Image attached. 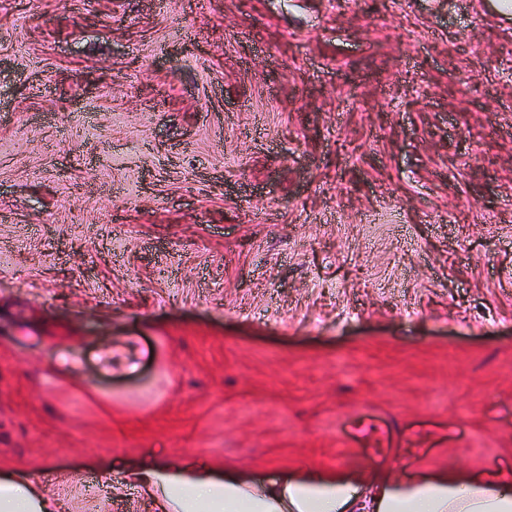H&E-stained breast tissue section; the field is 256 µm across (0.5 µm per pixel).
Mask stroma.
<instances>
[{"instance_id": "stroma-1", "label": "stroma", "mask_w": 512, "mask_h": 512, "mask_svg": "<svg viewBox=\"0 0 512 512\" xmlns=\"http://www.w3.org/2000/svg\"><path fill=\"white\" fill-rule=\"evenodd\" d=\"M512 477L490 0H0V473Z\"/></svg>"}]
</instances>
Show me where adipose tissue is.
Wrapping results in <instances>:
<instances>
[{
  "label": "adipose tissue",
  "mask_w": 512,
  "mask_h": 512,
  "mask_svg": "<svg viewBox=\"0 0 512 512\" xmlns=\"http://www.w3.org/2000/svg\"><path fill=\"white\" fill-rule=\"evenodd\" d=\"M127 482L144 489L159 512H512V481L443 473L405 485L380 479L366 493L316 470L245 483L229 473L219 479L208 470L154 464L131 468ZM37 499L33 477L0 480V512H32Z\"/></svg>",
  "instance_id": "1"
}]
</instances>
